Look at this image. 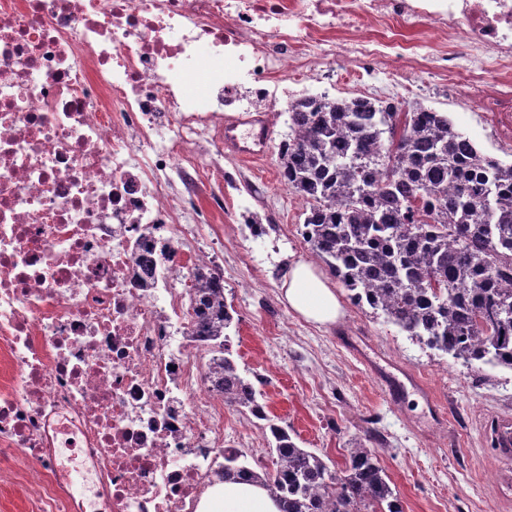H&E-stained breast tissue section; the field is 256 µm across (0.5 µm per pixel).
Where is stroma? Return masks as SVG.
Wrapping results in <instances>:
<instances>
[{
    "mask_svg": "<svg viewBox=\"0 0 512 512\" xmlns=\"http://www.w3.org/2000/svg\"><path fill=\"white\" fill-rule=\"evenodd\" d=\"M420 79L418 103L447 112L479 148L497 153L500 127L449 97L429 61ZM287 133L283 114L262 161L225 152L234 183L215 174L206 183L208 195L224 196V296L234 309L241 372L259 379L269 416L329 465L343 468L349 442L367 441L404 512H512V460L488 443L491 419L512 416V371L468 369L347 300L330 326L307 322L281 300L280 268L315 261L297 233L306 204L279 179L278 145ZM245 211L268 219L264 239L239 224Z\"/></svg>",
    "mask_w": 512,
    "mask_h": 512,
    "instance_id": "obj_1",
    "label": "stroma"
}]
</instances>
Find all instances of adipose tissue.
Returning a JSON list of instances; mask_svg holds the SVG:
<instances>
[{
  "instance_id": "1",
  "label": "adipose tissue",
  "mask_w": 512,
  "mask_h": 512,
  "mask_svg": "<svg viewBox=\"0 0 512 512\" xmlns=\"http://www.w3.org/2000/svg\"><path fill=\"white\" fill-rule=\"evenodd\" d=\"M283 297L294 312L320 325L334 323L342 314L334 285L304 262L292 269ZM200 512H279V506L262 487L228 480L210 490Z\"/></svg>"
}]
</instances>
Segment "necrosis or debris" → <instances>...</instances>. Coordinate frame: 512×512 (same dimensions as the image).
I'll return each mask as SVG.
<instances>
[{
    "mask_svg": "<svg viewBox=\"0 0 512 512\" xmlns=\"http://www.w3.org/2000/svg\"><path fill=\"white\" fill-rule=\"evenodd\" d=\"M425 56L449 94L512 112V0H0V469L26 512L81 508L72 447L112 512H198L226 444L260 448L225 439L189 333L194 272L221 270L198 229L223 202L175 186L207 180L225 113L273 121L314 75L412 97Z\"/></svg>",
    "mask_w": 512,
    "mask_h": 512,
    "instance_id": "4bbe7bcc",
    "label": "necrosis or debris"
}]
</instances>
